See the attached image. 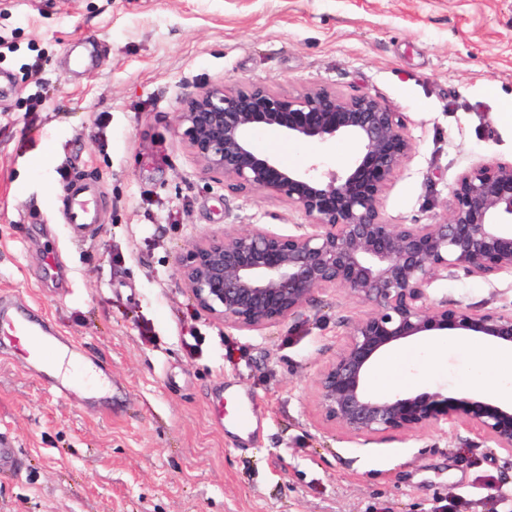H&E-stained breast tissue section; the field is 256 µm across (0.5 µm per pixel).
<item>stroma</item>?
<instances>
[{
    "label": "stroma",
    "instance_id": "obj_1",
    "mask_svg": "<svg viewBox=\"0 0 512 512\" xmlns=\"http://www.w3.org/2000/svg\"><path fill=\"white\" fill-rule=\"evenodd\" d=\"M243 82L390 104L414 150L384 217L440 222L464 170L512 162V0H0V298L79 346L65 395L0 353V433L21 458L0 473V512H512V456L476 428H323L316 379L369 311L347 290L257 332L198 311L179 254L228 225L306 221L285 198L202 178L176 132L187 95ZM256 139L291 166L341 170L352 154L343 139ZM74 178L100 197L80 238L61 220ZM51 247L66 287L43 271ZM429 296L507 308L512 275L440 279ZM408 350L393 370L407 392L465 395L488 372L444 336Z\"/></svg>",
    "mask_w": 512,
    "mask_h": 512
}]
</instances>
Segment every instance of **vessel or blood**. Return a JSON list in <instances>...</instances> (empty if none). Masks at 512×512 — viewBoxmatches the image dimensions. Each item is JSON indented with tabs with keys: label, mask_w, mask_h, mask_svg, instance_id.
Instances as JSON below:
<instances>
[{
	"label": "vessel or blood",
	"mask_w": 512,
	"mask_h": 512,
	"mask_svg": "<svg viewBox=\"0 0 512 512\" xmlns=\"http://www.w3.org/2000/svg\"><path fill=\"white\" fill-rule=\"evenodd\" d=\"M64 223L70 224L78 234H85L98 224V209L94 189L86 182L76 180L65 189ZM0 338L22 355L24 365L43 378L49 389L57 394L69 390L67 378L55 375L47 367L51 353L59 350L75 352L73 339L20 315L10 303H0Z\"/></svg>",
	"instance_id": "obj_1"
}]
</instances>
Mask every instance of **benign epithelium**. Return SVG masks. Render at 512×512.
Here are the masks:
<instances>
[{
    "instance_id": "7a95c632",
    "label": "benign epithelium",
    "mask_w": 512,
    "mask_h": 512,
    "mask_svg": "<svg viewBox=\"0 0 512 512\" xmlns=\"http://www.w3.org/2000/svg\"><path fill=\"white\" fill-rule=\"evenodd\" d=\"M175 128L204 177L284 197L308 221L296 234L262 224L226 230L180 254V277L200 312L260 331L298 315L317 293L344 288L370 311L317 377L320 422L365 437L458 420L512 456V404L448 391L382 396L367 387L376 357L409 340L459 332L512 349V310L431 305L428 296L450 274H512V162L463 171L446 220L390 224L382 198L413 144L402 113L373 96L345 97L322 85L281 94L257 83L207 84L183 100ZM260 130L311 146L346 137L354 155L339 172L316 160L286 166L256 146Z\"/></svg>"
}]
</instances>
